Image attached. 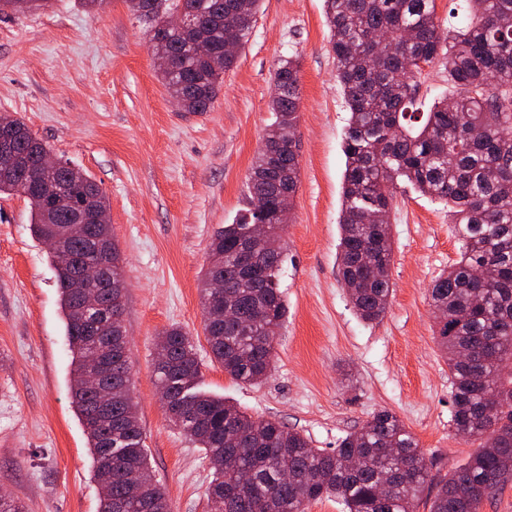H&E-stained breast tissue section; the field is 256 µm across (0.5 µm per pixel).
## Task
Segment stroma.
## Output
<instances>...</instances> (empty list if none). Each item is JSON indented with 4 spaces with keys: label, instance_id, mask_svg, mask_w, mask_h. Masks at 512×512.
Segmentation results:
<instances>
[{
    "label": "stroma",
    "instance_id": "stroma-1",
    "mask_svg": "<svg viewBox=\"0 0 512 512\" xmlns=\"http://www.w3.org/2000/svg\"><path fill=\"white\" fill-rule=\"evenodd\" d=\"M323 0H262L211 111L176 107L152 61L146 26L126 0H81L0 13V114L24 119L61 162L91 175L109 203L127 291L131 389L152 472L171 512H210L204 452L169 420L155 380L156 344L181 327L202 390L272 418L332 450L380 409L413 434L429 476L416 512L477 450L451 423L448 363L429 288L460 258L448 206L399 182L390 212L393 292L363 321L339 273V217L349 111L336 79ZM298 59L300 178L283 231L288 317L275 366L244 384L212 362L202 279L218 227L248 207L247 176L273 121L281 60ZM72 353L57 272L34 236L28 200L0 193V489L26 512H98L87 436L72 397Z\"/></svg>",
    "mask_w": 512,
    "mask_h": 512
}]
</instances>
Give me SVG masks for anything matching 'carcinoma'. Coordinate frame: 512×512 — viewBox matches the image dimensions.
<instances>
[{"label": "carcinoma", "instance_id": "obj_1", "mask_svg": "<svg viewBox=\"0 0 512 512\" xmlns=\"http://www.w3.org/2000/svg\"><path fill=\"white\" fill-rule=\"evenodd\" d=\"M261 0H127L130 11L165 26L183 12L194 31L217 50L211 64L198 62L189 34L164 32L153 53L163 85L187 83L183 111L208 112L236 56L224 54L225 30L248 41ZM463 26L444 29L435 0H324L336 77L350 118L340 226L341 280L356 313L383 317L392 294L393 245L389 232L393 190L402 179L424 195L453 204L460 259L430 288L441 311L439 344L448 360L454 429L480 441L435 493L430 512H478L483 499L512 477V0H468ZM448 71L455 96L416 109L421 64ZM299 70L292 59L275 73L270 108L274 121L255 156L247 181L249 202H262L211 237L208 257L221 262L224 301L210 303L202 286L204 332L211 354L232 379L258 384L270 374L274 343L288 304L280 288L283 261L279 195H295L299 161ZM77 198L108 209L100 186L83 171L53 173ZM33 232L63 239L56 262L66 335L75 361L73 399L87 435L94 476L103 495L99 512H170L166 493L149 466L142 429L130 395L129 346L113 332L125 308V288H97L80 296V267L112 252V282H123L111 225L71 235L64 211L31 193ZM268 228L251 251L256 271L242 268L243 244L252 224ZM108 365L99 389L86 387L88 360ZM156 382L170 421L204 449L212 469L206 487L213 512H252L275 496L273 512H306L312 501L335 498L346 512H415L428 467L403 422L383 409L337 448L311 446L301 433L274 419L248 415L233 403L196 390L201 367L191 337L173 326L160 337ZM105 399L111 410L99 413ZM246 491L233 494L241 476Z\"/></svg>", "mask_w": 512, "mask_h": 512}]
</instances>
